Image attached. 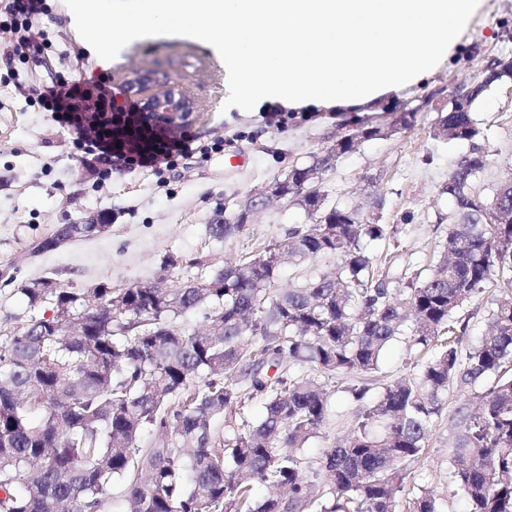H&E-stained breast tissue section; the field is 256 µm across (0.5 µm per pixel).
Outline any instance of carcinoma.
<instances>
[{
	"label": "carcinoma",
	"instance_id": "obj_1",
	"mask_svg": "<svg viewBox=\"0 0 512 512\" xmlns=\"http://www.w3.org/2000/svg\"><path fill=\"white\" fill-rule=\"evenodd\" d=\"M505 77L509 64L484 73L471 109L447 112L434 136L474 140L472 106ZM380 135L371 126L342 137L336 157ZM487 166L475 147L448 174L453 222L423 269L376 270L368 244L397 230L321 194L295 198L313 223L268 245L262 263L227 262L200 284L24 285L29 307L53 309L0 341V512H103L115 483L126 512H396L453 389L448 474L465 512H512V178L491 206L472 192ZM207 228L228 240L247 225L218 217ZM318 257L333 269L305 274ZM286 262L296 282L282 291ZM495 281L506 288L488 331L464 354L468 325L456 314ZM197 309L203 325L179 321ZM405 334L431 355L366 400L368 376ZM330 375L357 378L349 392L363 405L350 440L312 472L303 448L329 416ZM254 400L255 423L244 414ZM258 484L272 494L257 503ZM407 512L440 505L422 488Z\"/></svg>",
	"mask_w": 512,
	"mask_h": 512
}]
</instances>
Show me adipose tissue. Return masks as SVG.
<instances>
[{
  "instance_id": "1",
  "label": "adipose tissue",
  "mask_w": 512,
  "mask_h": 512,
  "mask_svg": "<svg viewBox=\"0 0 512 512\" xmlns=\"http://www.w3.org/2000/svg\"><path fill=\"white\" fill-rule=\"evenodd\" d=\"M487 0H72L103 53L129 35L177 28L224 54L241 109L352 111L422 81L452 56Z\"/></svg>"
}]
</instances>
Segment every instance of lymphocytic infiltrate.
Returning a JSON list of instances; mask_svg holds the SVG:
<instances>
[{
    "mask_svg": "<svg viewBox=\"0 0 512 512\" xmlns=\"http://www.w3.org/2000/svg\"><path fill=\"white\" fill-rule=\"evenodd\" d=\"M46 10V0H10L7 18L0 20V36L13 54L43 51L37 18ZM37 102L72 130L75 148L99 178L139 170L160 177L195 154L197 136L186 124L157 120L132 99L116 102L111 86L99 75L57 79Z\"/></svg>",
    "mask_w": 512,
    "mask_h": 512,
    "instance_id": "f902f5d3",
    "label": "lymphocytic infiltrate"
}]
</instances>
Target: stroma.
<instances>
[{"label":"stroma","instance_id":"35a3bbf8","mask_svg":"<svg viewBox=\"0 0 512 512\" xmlns=\"http://www.w3.org/2000/svg\"><path fill=\"white\" fill-rule=\"evenodd\" d=\"M42 18L52 46L43 61H25L0 50V75L19 70L25 90L44 92L55 72L79 75L78 62L90 57L89 73L105 75L117 101L140 102L184 88L177 122L187 124L210 152L190 159L187 168L168 174L164 186L139 173L113 176L102 185L76 156L67 128L41 107L27 105L25 90L0 83V336L16 332L32 316L21 294L23 284L47 276L63 288L84 290L105 282L115 288L150 284L161 278L167 260H176L174 281L200 276L194 259L216 271L225 259L257 253L307 224L305 211L281 201L252 219L245 234L218 240L207 231L216 215L235 218L246 202L289 167L327 154L336 140L362 125L384 128L382 136L359 142L332 161L318 184L328 203L362 206L369 218L397 226L383 248L401 259L426 265L448 233L453 204L444 191L449 172L472 145L490 164L475 183L482 196L512 176V81L492 85L489 106L474 112L480 134L475 142L434 138L433 127L458 90L487 65L512 59V0H488L448 62L424 82L365 105L361 112L292 111L283 122L268 123L261 110L232 108L226 98L224 55L178 30L149 31L122 42L110 54L92 53L89 19L75 14L71 0H48ZM247 156L238 166V156ZM112 215L109 228L82 241L36 252L40 241L64 224ZM500 292L490 284L459 310L468 325V344L485 332L492 302ZM332 403L326 423L304 448L310 464L352 430L360 402L343 393L344 378H326ZM458 404L449 392L433 423L423 456L411 468L406 491L433 490L442 512H462L463 494L448 478L450 425Z\"/></svg>","mask_w":512,"mask_h":512}]
</instances>
